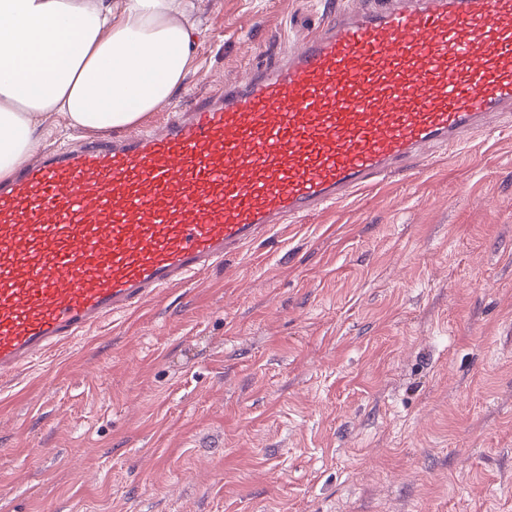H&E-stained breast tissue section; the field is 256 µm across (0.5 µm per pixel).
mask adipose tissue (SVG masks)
I'll list each match as a JSON object with an SVG mask.
<instances>
[{
    "instance_id": "1",
    "label": "adipose tissue",
    "mask_w": 512,
    "mask_h": 512,
    "mask_svg": "<svg viewBox=\"0 0 512 512\" xmlns=\"http://www.w3.org/2000/svg\"><path fill=\"white\" fill-rule=\"evenodd\" d=\"M196 31L192 0H0V181L46 122L125 131L170 103Z\"/></svg>"
}]
</instances>
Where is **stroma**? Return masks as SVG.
I'll use <instances>...</instances> for the list:
<instances>
[{"mask_svg": "<svg viewBox=\"0 0 512 512\" xmlns=\"http://www.w3.org/2000/svg\"><path fill=\"white\" fill-rule=\"evenodd\" d=\"M337 0H195L157 126ZM0 512H512V122L0 383Z\"/></svg>", "mask_w": 512, "mask_h": 512, "instance_id": "stroma-1", "label": "stroma"}]
</instances>
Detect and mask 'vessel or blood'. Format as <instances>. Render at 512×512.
<instances>
[{"instance_id":"vessel-or-blood-1","label":"vessel or blood","mask_w":512,"mask_h":512,"mask_svg":"<svg viewBox=\"0 0 512 512\" xmlns=\"http://www.w3.org/2000/svg\"><path fill=\"white\" fill-rule=\"evenodd\" d=\"M512 114V0H362L162 128L0 183V379Z\"/></svg>"}]
</instances>
